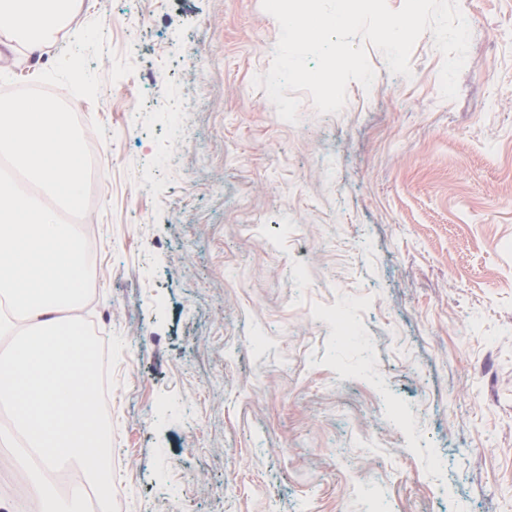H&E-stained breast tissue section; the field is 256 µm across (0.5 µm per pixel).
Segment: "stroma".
Segmentation results:
<instances>
[{
  "label": "stroma",
  "instance_id": "35a3bbf8",
  "mask_svg": "<svg viewBox=\"0 0 512 512\" xmlns=\"http://www.w3.org/2000/svg\"><path fill=\"white\" fill-rule=\"evenodd\" d=\"M459 6L457 99L427 32L411 78L368 47L372 88L291 124L261 0H82L58 46L101 19V91L56 94L100 145L119 512H512V0ZM58 46L0 37V73Z\"/></svg>",
  "mask_w": 512,
  "mask_h": 512
}]
</instances>
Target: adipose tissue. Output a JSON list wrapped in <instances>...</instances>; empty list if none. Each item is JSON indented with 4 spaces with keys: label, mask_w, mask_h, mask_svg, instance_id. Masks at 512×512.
Here are the masks:
<instances>
[{
    "label": "adipose tissue",
    "mask_w": 512,
    "mask_h": 512,
    "mask_svg": "<svg viewBox=\"0 0 512 512\" xmlns=\"http://www.w3.org/2000/svg\"><path fill=\"white\" fill-rule=\"evenodd\" d=\"M76 0H0V35L39 51L53 45L73 22Z\"/></svg>",
    "instance_id": "obj_1"
}]
</instances>
